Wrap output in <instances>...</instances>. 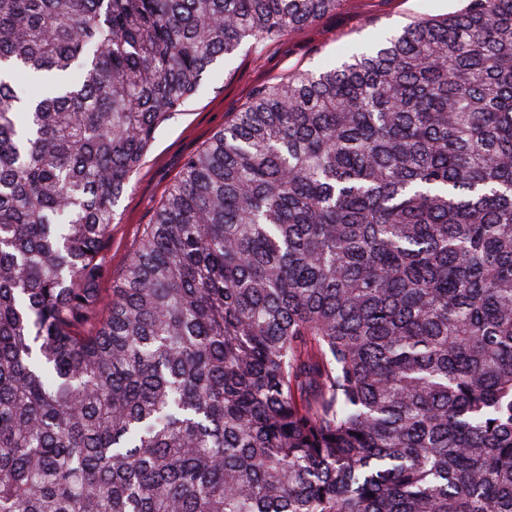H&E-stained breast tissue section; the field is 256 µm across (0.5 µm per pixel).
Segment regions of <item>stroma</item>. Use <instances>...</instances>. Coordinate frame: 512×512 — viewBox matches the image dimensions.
<instances>
[{
    "mask_svg": "<svg viewBox=\"0 0 512 512\" xmlns=\"http://www.w3.org/2000/svg\"><path fill=\"white\" fill-rule=\"evenodd\" d=\"M457 0H350L349 5L290 32L261 54L244 48L228 64L215 67L205 90L190 98L167 122L131 177L104 250L109 270L103 289L118 280L168 190L182 175L186 159L198 153L249 101L255 86L292 70H317L365 48L386 32L417 16L455 11Z\"/></svg>",
    "mask_w": 512,
    "mask_h": 512,
    "instance_id": "obj_1",
    "label": "stroma"
}]
</instances>
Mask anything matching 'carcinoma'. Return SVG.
I'll return each instance as SVG.
<instances>
[{
    "label": "carcinoma",
    "instance_id": "cac0c4a2",
    "mask_svg": "<svg viewBox=\"0 0 512 512\" xmlns=\"http://www.w3.org/2000/svg\"><path fill=\"white\" fill-rule=\"evenodd\" d=\"M345 2L0 0V512H512V0L258 86L100 288L217 60Z\"/></svg>",
    "mask_w": 512,
    "mask_h": 512
}]
</instances>
